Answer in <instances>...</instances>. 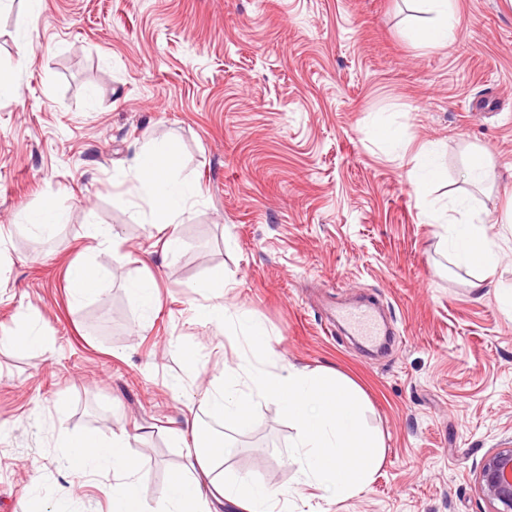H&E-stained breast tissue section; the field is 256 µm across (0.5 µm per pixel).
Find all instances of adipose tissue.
<instances>
[{"mask_svg": "<svg viewBox=\"0 0 512 512\" xmlns=\"http://www.w3.org/2000/svg\"><path fill=\"white\" fill-rule=\"evenodd\" d=\"M431 20L415 29L413 36L419 43L444 45L455 40L459 31L451 0H418ZM132 177L138 193L151 207V228L163 235L164 252L179 251L181 240L176 227L197 191L183 178L169 143L155 142L134 160ZM445 246L456 265H483L487 270L496 266L497 245L486 234L485 221L477 215H468L466 222L448 223ZM199 294L207 297V305L198 310L200 318L222 321L236 340L240 351L251 352L258 362L272 356L268 345V330L264 323L247 313H228L224 307V279L213 276L196 285ZM179 437L187 443V455L198 465L199 475H174L168 495L162 505L149 508L142 494L137 476L138 467L131 457L126 432L113 433L102 438L94 434H80L67 438L65 458L68 468L79 472L113 473L117 482L112 488L110 512H219L224 503L236 506L239 512H277L279 500L275 490L262 482L245 478L221 480L214 471L226 463L232 454L231 446L212 447L203 437L199 419L186 421Z\"/></svg>", "mask_w": 512, "mask_h": 512, "instance_id": "adipose-tissue-1", "label": "adipose tissue"}]
</instances>
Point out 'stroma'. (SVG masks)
I'll list each match as a JSON object with an SVG mask.
<instances>
[{
	"label": "stroma",
	"mask_w": 512,
	"mask_h": 512,
	"mask_svg": "<svg viewBox=\"0 0 512 512\" xmlns=\"http://www.w3.org/2000/svg\"><path fill=\"white\" fill-rule=\"evenodd\" d=\"M454 42L411 31L417 0H26L0 5V338L37 322L44 347L0 345V512H108L112 478L68 469L63 434L125 431L150 506L188 464L172 437L225 368L223 325L196 317L194 284L223 275L228 312L270 333L276 366L340 371L384 443L374 481L336 500L304 487L294 427L272 400L234 446L230 473L287 493L292 512H490L475 476L512 446V0H452ZM387 125L401 139L382 144ZM167 140L201 190L163 253L129 176ZM445 178L423 205L420 150ZM490 179L465 177L471 154ZM466 199L498 245L493 274L457 268L431 211ZM53 201L51 235L24 227ZM123 245L95 246L89 227ZM104 290L74 302L85 260ZM154 276L143 315L126 288ZM482 289H474L476 281ZM376 300L393 323L370 358L336 304ZM195 352L189 362L185 351Z\"/></svg>",
	"instance_id": "stroma-1"
}]
</instances>
